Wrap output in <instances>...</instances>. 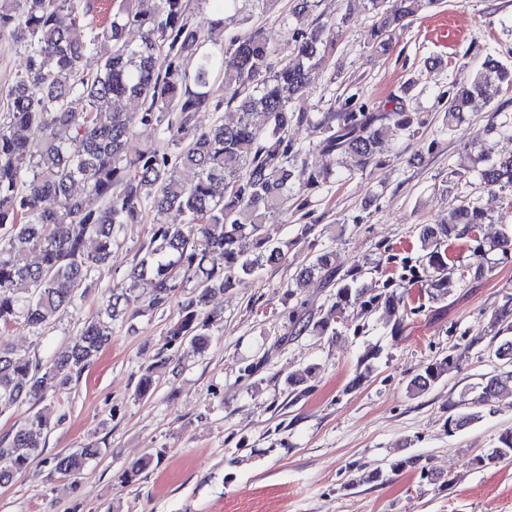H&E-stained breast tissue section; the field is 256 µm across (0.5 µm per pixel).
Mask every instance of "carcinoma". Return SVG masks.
Listing matches in <instances>:
<instances>
[{"instance_id": "carcinoma-1", "label": "carcinoma", "mask_w": 512, "mask_h": 512, "mask_svg": "<svg viewBox=\"0 0 512 512\" xmlns=\"http://www.w3.org/2000/svg\"><path fill=\"white\" fill-rule=\"evenodd\" d=\"M274 7L279 0H218L224 17L208 21V30L230 24L237 31L225 43L209 39L193 25L186 0H120L112 20L98 31L82 32L90 12L88 0H0V44L8 41L26 54L25 67L0 87V328L21 319L28 328L44 329L74 306L92 274L108 265L112 244L121 227L140 221L145 206L172 215L159 224L140 249L129 271L133 285L114 288L98 315L85 322L70 345L48 363L35 362L0 337V412L43 399L66 389L108 346L112 324L138 310L164 308L183 283L194 282L192 295L181 302L179 317L169 325L166 345L186 343L203 351L211 326L221 312L203 313L209 299L243 276L286 259L288 249L307 239L315 225L302 224L295 238L273 243L264 233L263 214L288 200L299 187L312 191L330 182L332 171L317 156L340 157L343 170L363 171L375 163L384 147L413 138L424 125L421 113L405 97L371 107L354 94L331 112H312L301 105L310 73L328 59L336 40V25L326 21L306 31L288 28L293 56L278 61L279 49L264 30L241 15L239 3ZM321 0H291L288 16L316 10ZM376 17L368 45L383 56L393 38L411 18L439 0H363ZM141 33L138 43L128 31ZM98 66L85 71L83 61ZM512 82V67L491 59L484 70L453 81L446 98L441 132L457 127L472 98L492 101L499 93L486 71ZM224 84V98L212 95V85ZM84 101L82 111L72 101ZM232 105L238 120L220 121L206 129L196 125L199 112H220ZM138 125L156 126L169 151L154 144L130 148ZM307 125L317 141L306 146L289 137L294 126ZM473 171L483 188L512 192V153L494 158L484 144L472 143ZM81 186L75 190V186ZM52 198L53 209L43 207ZM484 211L462 200L442 223L426 224L418 241L427 272V286L444 293L453 269L447 242L465 237L485 223ZM243 238L254 240L256 252L238 249ZM35 252L38 261L21 263ZM336 276L333 253L324 250L301 268L299 278ZM355 274L336 283L335 301L318 319L292 311L298 331L337 335L348 308L359 299ZM403 300L388 296L383 317L399 332L404 323ZM512 298L489 320L494 336L512 332ZM500 370L477 384L470 402L448 405V433H456L482 418L476 408L512 394V338L494 350ZM167 364L162 352L140 375L135 396L151 395L155 374ZM452 364L445 356L410 381L409 391H428ZM52 409L32 411L24 422L0 440V486L10 484L41 454V435ZM88 443L50 460V473L71 476L101 455ZM512 458V428L502 430L486 460ZM152 457L132 464L124 482H135Z\"/></svg>"}]
</instances>
